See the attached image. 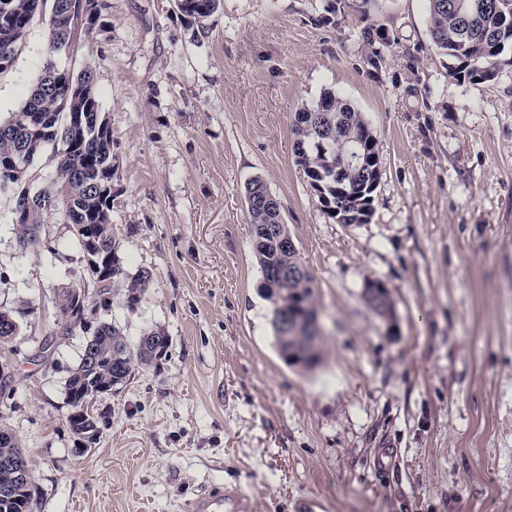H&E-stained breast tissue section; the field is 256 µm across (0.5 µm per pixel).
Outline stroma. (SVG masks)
Returning <instances> with one entry per match:
<instances>
[{
    "label": "stroma",
    "mask_w": 512,
    "mask_h": 512,
    "mask_svg": "<svg viewBox=\"0 0 512 512\" xmlns=\"http://www.w3.org/2000/svg\"><path fill=\"white\" fill-rule=\"evenodd\" d=\"M108 25L52 51L47 20L0 74V119L47 63L91 66L112 129V223L128 271L155 278L106 319L165 355L100 395L76 436L66 381L85 337L52 336L55 290L88 278L68 225L21 250L0 194V307L22 308L0 426L33 471V512H184L210 488L254 512H512V66L457 83L426 0H222L194 37L174 0H106ZM391 43L380 70L361 38ZM382 146L365 224L324 209L295 164L291 117L324 92ZM261 178L313 278L322 360L280 356L260 290L246 184ZM377 281L388 317L362 292Z\"/></svg>",
    "instance_id": "35a3bbf8"
}]
</instances>
